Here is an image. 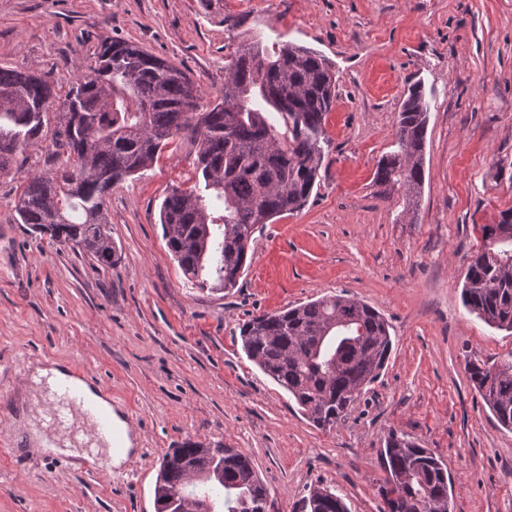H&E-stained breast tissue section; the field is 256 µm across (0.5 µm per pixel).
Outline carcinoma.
Segmentation results:
<instances>
[{
    "mask_svg": "<svg viewBox=\"0 0 512 512\" xmlns=\"http://www.w3.org/2000/svg\"><path fill=\"white\" fill-rule=\"evenodd\" d=\"M192 78L134 42L104 41L92 74L57 100L46 73L0 68V177L20 170L18 157L51 141L46 173H29L14 204L17 223L93 257L117 262L106 205L112 187L149 169L176 138L196 148L194 187L171 188L160 224L182 274L201 290L229 291L244 271L253 236L308 203L329 139L325 124L336 76L317 51L292 43L235 44L224 91L185 101ZM278 113L282 125L267 117ZM430 105L418 88L397 113V150L379 161L374 181L401 193L417 221L425 182ZM484 246L469 259L462 298L487 325L512 331V209L481 228ZM243 351L285 388L316 428L331 430L392 350L389 324L372 306L334 294L250 317L239 327ZM469 379L498 423L512 429V354L489 364L466 361ZM387 474L380 512H450L448 468L430 449L394 432L380 453ZM156 512H268L270 491L238 448L188 439L165 454L154 488ZM307 512H348L329 488L311 489Z\"/></svg>",
    "mask_w": 512,
    "mask_h": 512,
    "instance_id": "1",
    "label": "carcinoma"
}]
</instances>
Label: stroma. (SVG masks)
<instances>
[{"label":"stroma","mask_w":512,"mask_h":512,"mask_svg":"<svg viewBox=\"0 0 512 512\" xmlns=\"http://www.w3.org/2000/svg\"><path fill=\"white\" fill-rule=\"evenodd\" d=\"M261 36L319 51L337 73L331 140L307 207L255 235L230 292L182 275L159 224L174 185L195 183L178 140L107 207L117 264L14 220L18 180L0 178V383L31 364L88 368L136 451L119 471L65 467L0 429V512H155L162 456L184 439L243 449L268 485L270 512H301L325 486L349 512H379L389 433L421 442L452 479L451 512H512V431L466 372L494 363L512 333L465 309L461 289L481 225L512 209V0H0V66L50 74L58 92L120 38L185 70L205 101L224 87L235 42ZM430 104L417 223L374 182L392 151L409 86ZM364 300L391 325L392 353L336 428L313 427L241 349L248 316L326 294Z\"/></svg>","instance_id":"1"}]
</instances>
